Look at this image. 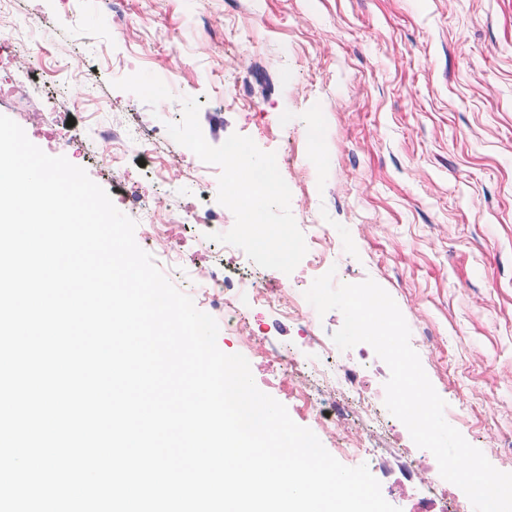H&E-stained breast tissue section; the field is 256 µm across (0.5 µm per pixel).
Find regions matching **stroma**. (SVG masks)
I'll return each instance as SVG.
<instances>
[{
  "mask_svg": "<svg viewBox=\"0 0 512 512\" xmlns=\"http://www.w3.org/2000/svg\"><path fill=\"white\" fill-rule=\"evenodd\" d=\"M0 30L26 52L0 63V84L42 98L39 111L6 102L0 114L83 167L137 224L170 225L173 255L135 239L189 296L223 261L210 235L234 216L217 179L202 193L175 170L157 182L155 157L129 154L116 188L102 163L112 124L166 135L190 96L209 144L239 133L275 153L304 237L325 228L336 240L335 284L370 278L392 296L447 422L512 472V0H15ZM88 129L96 138L76 151ZM239 303L301 360L322 357L303 326L343 324L336 310L284 319L244 288ZM252 344L220 325L218 348L247 356L258 389L329 453L359 434L321 397L301 407ZM338 361L366 367L384 394L389 368L369 345Z\"/></svg>",
  "mask_w": 512,
  "mask_h": 512,
  "instance_id": "1",
  "label": "stroma"
}]
</instances>
